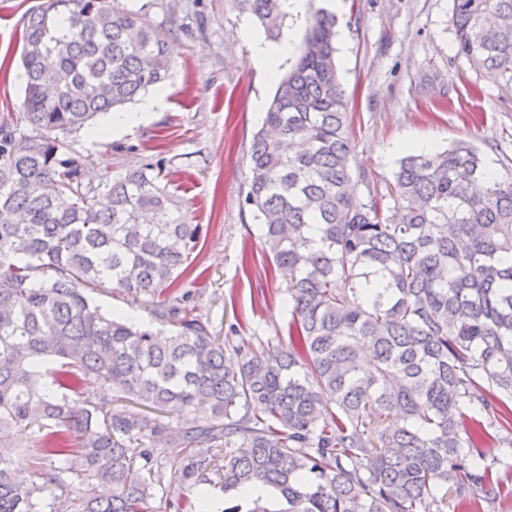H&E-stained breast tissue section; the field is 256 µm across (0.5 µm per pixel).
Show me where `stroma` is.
Here are the masks:
<instances>
[{
  "mask_svg": "<svg viewBox=\"0 0 512 512\" xmlns=\"http://www.w3.org/2000/svg\"><path fill=\"white\" fill-rule=\"evenodd\" d=\"M42 0H0V117L23 112L21 35L27 12ZM136 12L167 40L166 99L154 117L126 133L71 138L91 186L156 160L163 185L202 225L183 283L191 306L218 336L253 344L285 335L288 278L270 270L261 230L244 202L248 151L277 83L295 63L306 23L287 18L291 50L274 69L251 58L245 32L260 23L235 0H108ZM451 0H341L336 59L353 114L354 170L386 183L404 152L465 141L485 166L512 174V92L477 75L458 58Z\"/></svg>",
  "mask_w": 512,
  "mask_h": 512,
  "instance_id": "35a3bbf8",
  "label": "stroma"
}]
</instances>
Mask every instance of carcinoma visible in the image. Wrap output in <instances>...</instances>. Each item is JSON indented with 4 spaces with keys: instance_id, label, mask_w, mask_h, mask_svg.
<instances>
[{
    "instance_id": "cac0c4a2",
    "label": "carcinoma",
    "mask_w": 512,
    "mask_h": 512,
    "mask_svg": "<svg viewBox=\"0 0 512 512\" xmlns=\"http://www.w3.org/2000/svg\"><path fill=\"white\" fill-rule=\"evenodd\" d=\"M237 2L279 38L282 0ZM451 2L458 56L512 90V0ZM335 39L317 9L248 155L245 204L288 272V343L237 345L229 363L230 337L178 291L203 227L160 186L162 162L100 188L70 155L71 134L162 85L165 39L106 0L27 13L32 134L0 123V512H42L67 473L82 488L54 512H152L153 486L211 474L224 512H446L451 493L500 495L482 447L512 458V176L466 143L403 157L383 187L353 175ZM103 288L171 334L91 307ZM92 382L112 394L88 397ZM32 424L46 433L24 465L8 441ZM257 483L283 507L248 498Z\"/></svg>"
}]
</instances>
